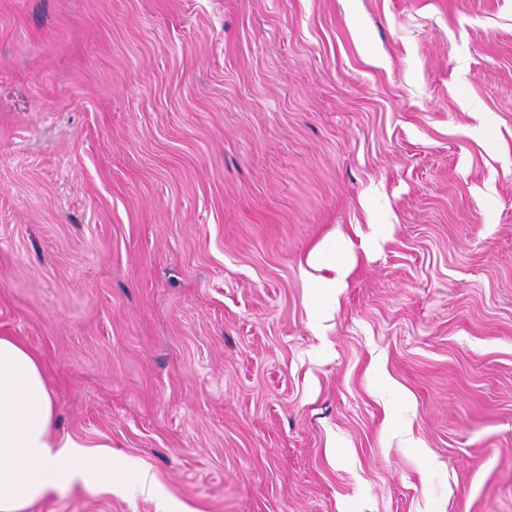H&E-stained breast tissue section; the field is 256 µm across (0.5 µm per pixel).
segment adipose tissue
Masks as SVG:
<instances>
[{
  "mask_svg": "<svg viewBox=\"0 0 512 512\" xmlns=\"http://www.w3.org/2000/svg\"><path fill=\"white\" fill-rule=\"evenodd\" d=\"M55 424L39 358L15 337L0 336V512H28L39 499L77 482L108 489L122 472L135 473L134 492H155L148 470L103 446L55 438Z\"/></svg>",
  "mask_w": 512,
  "mask_h": 512,
  "instance_id": "obj_1",
  "label": "adipose tissue"
}]
</instances>
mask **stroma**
Returning a JSON list of instances; mask_svg holds the SVG:
<instances>
[{
  "label": "stroma",
  "mask_w": 512,
  "mask_h": 512,
  "mask_svg": "<svg viewBox=\"0 0 512 512\" xmlns=\"http://www.w3.org/2000/svg\"><path fill=\"white\" fill-rule=\"evenodd\" d=\"M0 335L28 512H512V0H0ZM340 277L332 279H317L312 281L311 288L313 296L320 303H327L336 298L341 288L346 287L345 278L348 275L349 267L345 262L340 263ZM54 405L39 358L0 336V512H27L39 499L76 482L112 491L115 473L135 472L132 490L152 495L156 481L127 459L71 437L53 436Z\"/></svg>",
  "instance_id": "obj_1"
}]
</instances>
